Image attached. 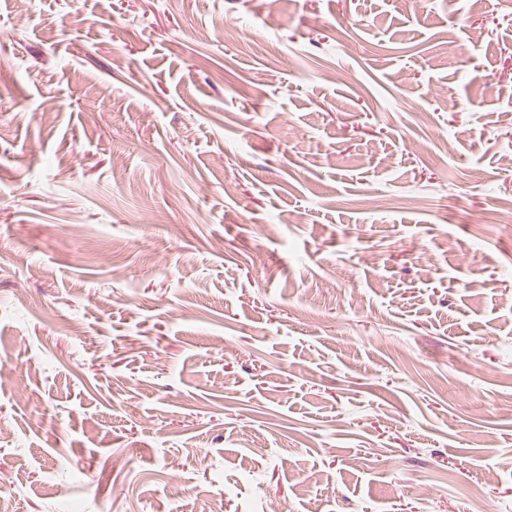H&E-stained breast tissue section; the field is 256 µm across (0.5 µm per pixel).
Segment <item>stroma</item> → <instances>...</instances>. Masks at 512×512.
<instances>
[{
    "label": "stroma",
    "instance_id": "stroma-1",
    "mask_svg": "<svg viewBox=\"0 0 512 512\" xmlns=\"http://www.w3.org/2000/svg\"><path fill=\"white\" fill-rule=\"evenodd\" d=\"M19 8L14 512H512V0Z\"/></svg>",
    "mask_w": 512,
    "mask_h": 512
}]
</instances>
